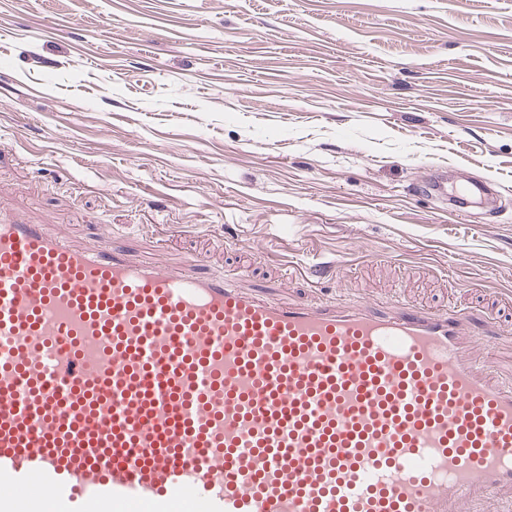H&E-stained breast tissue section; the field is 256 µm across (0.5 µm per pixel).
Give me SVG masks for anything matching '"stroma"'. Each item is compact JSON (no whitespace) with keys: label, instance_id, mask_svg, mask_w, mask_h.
Wrapping results in <instances>:
<instances>
[{"label":"stroma","instance_id":"1","mask_svg":"<svg viewBox=\"0 0 512 512\" xmlns=\"http://www.w3.org/2000/svg\"><path fill=\"white\" fill-rule=\"evenodd\" d=\"M490 179L464 212L433 166ZM0 207L269 290L512 299V0H0ZM447 178L442 168L437 167L429 174L422 185L421 192L427 196H435L437 199L447 200L448 185ZM282 270V279L280 285L284 288L282 290L288 289V283L295 281H302L308 284L310 290H308L312 295L316 292V287L320 283L318 276L314 273V271L308 267L307 265L295 262L292 260H288V273L287 270ZM311 295V296H312Z\"/></svg>","mask_w":512,"mask_h":512}]
</instances>
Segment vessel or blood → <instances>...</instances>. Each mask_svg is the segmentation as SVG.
<instances>
[{"label": "vessel or blood", "instance_id": "vessel-or-blood-1", "mask_svg": "<svg viewBox=\"0 0 512 512\" xmlns=\"http://www.w3.org/2000/svg\"><path fill=\"white\" fill-rule=\"evenodd\" d=\"M446 182L422 191L473 204ZM196 264L0 215V512H512L503 313L284 303ZM503 337L499 346L493 352L487 355V362L494 368L499 369L502 374L512 373V334Z\"/></svg>", "mask_w": 512, "mask_h": 512}]
</instances>
